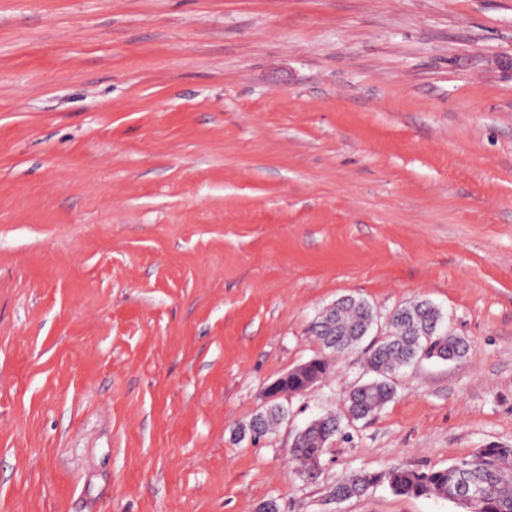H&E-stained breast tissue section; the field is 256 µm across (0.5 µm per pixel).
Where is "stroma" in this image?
<instances>
[{
    "instance_id": "obj_1",
    "label": "stroma",
    "mask_w": 512,
    "mask_h": 512,
    "mask_svg": "<svg viewBox=\"0 0 512 512\" xmlns=\"http://www.w3.org/2000/svg\"><path fill=\"white\" fill-rule=\"evenodd\" d=\"M458 360L346 417L336 300ZM328 375L256 438L268 387ZM343 417L314 478L296 433ZM512 445V0H0V512H465L360 471ZM375 317L366 301L347 297L336 301V309L326 310L311 325L313 334L336 356L359 347L366 336L359 331ZM439 311L425 300L396 310L388 318L390 334L366 348L367 364L382 375L418 358L448 360L465 356L469 346L442 329ZM330 370L329 361L326 359L315 360L305 367L297 370H291L287 375L279 378L270 387V391H274L284 380H288V385H285L282 390L287 392H279L280 395L297 394L299 391L304 390L309 383L315 380H321L327 375ZM302 391L300 394L304 393Z\"/></svg>"
}]
</instances>
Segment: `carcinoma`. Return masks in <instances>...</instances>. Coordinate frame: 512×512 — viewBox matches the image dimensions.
Wrapping results in <instances>:
<instances>
[{"mask_svg":"<svg viewBox=\"0 0 512 512\" xmlns=\"http://www.w3.org/2000/svg\"><path fill=\"white\" fill-rule=\"evenodd\" d=\"M373 318L369 303L347 297L336 301V309L325 311L312 323L311 330L326 349L339 356L362 344L364 337L359 331ZM388 325L389 336L366 348L367 364L379 375L418 358H461L469 349L464 340L441 327L439 311L425 300L396 310L388 318ZM329 370L326 359L293 369L288 372V385L283 390L296 394L309 383L325 377ZM393 394L392 385L382 378L359 385L347 397L348 413L354 419L364 418L383 407ZM284 416V407L275 401L250 422L248 430L259 438ZM340 431L339 419L328 413L316 418L305 432L294 438L289 456L301 475L313 476L330 441ZM382 483L401 496L445 499L468 485L481 494L476 505L478 512H512V446L489 444L469 459L438 469L422 471L398 466L387 471L358 472L338 483L331 496L336 500L361 496Z\"/></svg>","mask_w":512,"mask_h":512,"instance_id":"carcinoma-1","label":"carcinoma"}]
</instances>
